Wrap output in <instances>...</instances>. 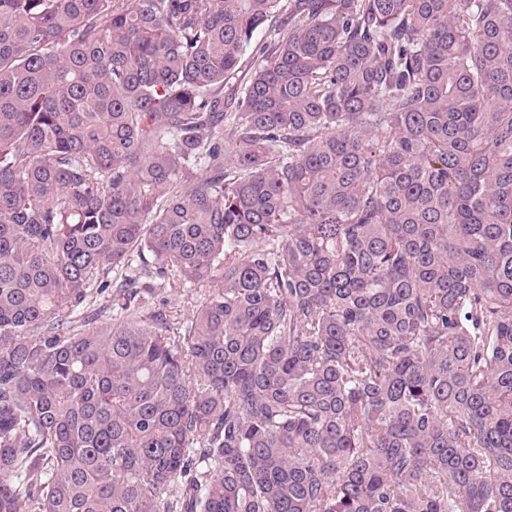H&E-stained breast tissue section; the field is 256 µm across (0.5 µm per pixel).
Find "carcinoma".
Returning <instances> with one entry per match:
<instances>
[{"label":"carcinoma","instance_id":"carcinoma-1","mask_svg":"<svg viewBox=\"0 0 512 512\" xmlns=\"http://www.w3.org/2000/svg\"><path fill=\"white\" fill-rule=\"evenodd\" d=\"M0 512H512V0H0ZM197 291L198 289L195 288H181L176 290V292H169L168 288L161 286L158 294L159 299L163 296H167L171 301V305L181 309L182 313L187 316L191 314L192 310L199 304L200 297Z\"/></svg>","mask_w":512,"mask_h":512}]
</instances>
